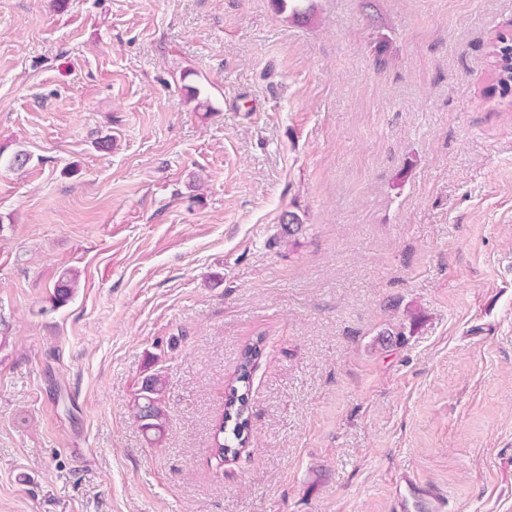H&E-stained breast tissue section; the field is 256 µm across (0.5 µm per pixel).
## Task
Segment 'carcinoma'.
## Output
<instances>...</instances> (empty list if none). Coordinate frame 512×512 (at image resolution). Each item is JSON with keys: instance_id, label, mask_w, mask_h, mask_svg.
<instances>
[{"instance_id": "carcinoma-1", "label": "carcinoma", "mask_w": 512, "mask_h": 512, "mask_svg": "<svg viewBox=\"0 0 512 512\" xmlns=\"http://www.w3.org/2000/svg\"><path fill=\"white\" fill-rule=\"evenodd\" d=\"M491 56L495 71L496 87L507 96L512 94V40L500 38L492 45ZM76 275L64 273L53 288L52 301L60 306L72 297ZM262 355V343L247 345L241 353L234 384L228 387L224 403V416L214 439V457L224 461L236 454L247 439L249 423V396L252 369ZM166 381L160 373L149 375L133 400L136 420L142 432L152 441L159 442L166 425Z\"/></svg>"}]
</instances>
